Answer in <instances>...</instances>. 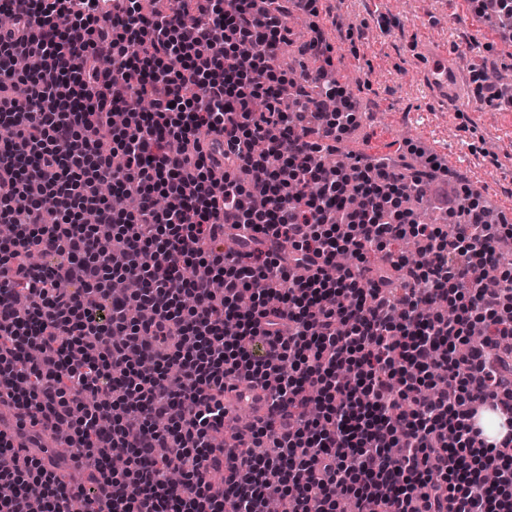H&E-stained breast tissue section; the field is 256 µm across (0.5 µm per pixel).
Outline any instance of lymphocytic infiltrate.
I'll use <instances>...</instances> for the list:
<instances>
[{"instance_id": "1", "label": "lymphocytic infiltrate", "mask_w": 512, "mask_h": 512, "mask_svg": "<svg viewBox=\"0 0 512 512\" xmlns=\"http://www.w3.org/2000/svg\"><path fill=\"white\" fill-rule=\"evenodd\" d=\"M100 2L0 0V393L21 424L67 427L97 482L79 502L0 434V512H32L33 485L41 512H338L340 494L356 512H507L512 425L483 438L473 405L512 418V270L494 248L512 225L466 191L451 224H425L403 201L430 172L317 162L356 121L324 106L343 90L321 35L299 48L315 71L280 63L289 12L317 0ZM314 78L321 99H282ZM33 250L57 264H28ZM259 278L278 303L241 308ZM116 279L143 314L121 298L101 312ZM226 451L239 464L217 485Z\"/></svg>"}]
</instances>
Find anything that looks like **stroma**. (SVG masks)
<instances>
[{
    "label": "stroma",
    "mask_w": 512,
    "mask_h": 512,
    "mask_svg": "<svg viewBox=\"0 0 512 512\" xmlns=\"http://www.w3.org/2000/svg\"><path fill=\"white\" fill-rule=\"evenodd\" d=\"M319 10L338 22L325 35L358 115L344 143L398 165L445 147L468 164L457 178L481 179V205L512 202V105L481 99L472 81L481 68L512 73V41L491 35L492 19L476 16L470 0H321ZM433 41L459 60L471 111L453 112L424 87L420 63Z\"/></svg>",
    "instance_id": "1"
}]
</instances>
